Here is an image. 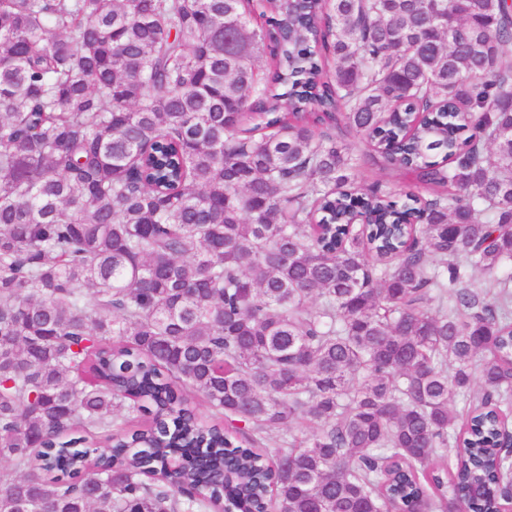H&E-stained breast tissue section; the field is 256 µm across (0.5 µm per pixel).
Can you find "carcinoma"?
<instances>
[{
  "mask_svg": "<svg viewBox=\"0 0 512 512\" xmlns=\"http://www.w3.org/2000/svg\"><path fill=\"white\" fill-rule=\"evenodd\" d=\"M511 263L512 0H0V512H496ZM376 180H381L387 183L390 189L398 191L406 185L413 184L415 176L410 172L398 169L384 170L364 159L355 171L356 185L362 187Z\"/></svg>",
  "mask_w": 512,
  "mask_h": 512,
  "instance_id": "1",
  "label": "carcinoma"
}]
</instances>
